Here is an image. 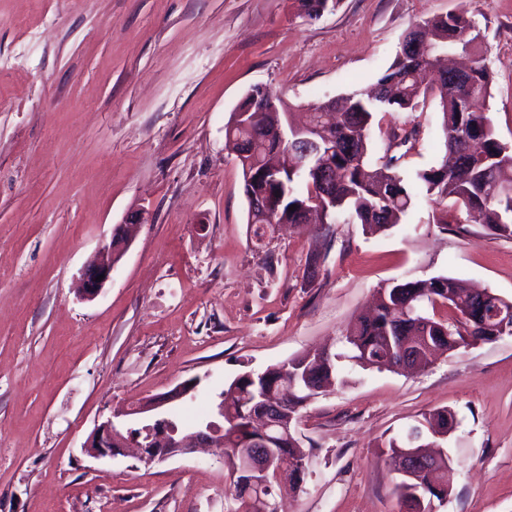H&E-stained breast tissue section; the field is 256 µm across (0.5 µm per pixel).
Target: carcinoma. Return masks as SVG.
<instances>
[{
	"mask_svg": "<svg viewBox=\"0 0 512 512\" xmlns=\"http://www.w3.org/2000/svg\"><path fill=\"white\" fill-rule=\"evenodd\" d=\"M303 15L317 18L335 8L339 0H298ZM480 33L466 12L434 16L422 22L421 29L410 28L404 42L421 39L427 49L404 61L397 56L378 78L380 91L355 92L336 108L327 102L310 107L307 121L291 128L288 105L264 94L262 101L247 94L235 111L245 115L239 123L226 124L225 139L233 145L241 172L254 173L243 180L247 200L280 195L282 203L267 212L248 208V223L257 225L255 235L277 224H304L318 214L324 224H360L367 231H385L402 223L413 205L416 188L442 205L452 201L465 210L468 220L481 224L492 235L512 236V151H504L487 115L492 75L479 50ZM461 52L477 57L464 74L472 91L443 79L436 80L440 57ZM429 101L438 103L442 114V161L416 172L413 181L399 170L401 157L384 154L372 161V125L377 112L414 110ZM288 128L283 141L267 137L275 128ZM311 139L318 153L303 159L294 142ZM296 209L289 210V207ZM469 293L456 280L446 276L405 279L381 289L375 312L352 321L343 335L348 349L344 357L362 367L384 365L387 348L406 342L418 357L430 360L438 352L451 351L458 341L470 336L478 342L493 332L466 315ZM313 361L303 354L284 365L267 368V381L288 382L293 388L282 419L299 418L303 404L312 392L305 385ZM256 393L250 383L228 386L219 393L224 398V466L245 452L232 420L243 421ZM448 423V409H435L423 415L404 436L387 441L389 458L395 459L408 436L424 438ZM267 445L275 459H297L298 440L276 438ZM435 499L448 491V460L441 459L424 476Z\"/></svg>",
	"mask_w": 512,
	"mask_h": 512,
	"instance_id": "carcinoma-1",
	"label": "carcinoma"
}]
</instances>
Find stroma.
Wrapping results in <instances>:
<instances>
[{
  "mask_svg": "<svg viewBox=\"0 0 512 512\" xmlns=\"http://www.w3.org/2000/svg\"><path fill=\"white\" fill-rule=\"evenodd\" d=\"M465 10L493 73L490 116L512 147V0H0V512H230L205 448L146 466L83 452L112 412L198 378L207 413L239 374L337 346L377 292L445 275L512 300V237L417 196L402 224H279L255 238L224 127L254 86L293 111L374 83L415 23ZM438 104L380 112L373 147L418 128L400 171L438 162ZM144 212L94 299L76 279ZM467 230H460V223ZM306 402L301 487L284 512H402L384 442L438 408L456 428L438 512H512V335L404 373L337 364Z\"/></svg>",
  "mask_w": 512,
  "mask_h": 512,
  "instance_id": "stroma-1",
  "label": "stroma"
}]
</instances>
